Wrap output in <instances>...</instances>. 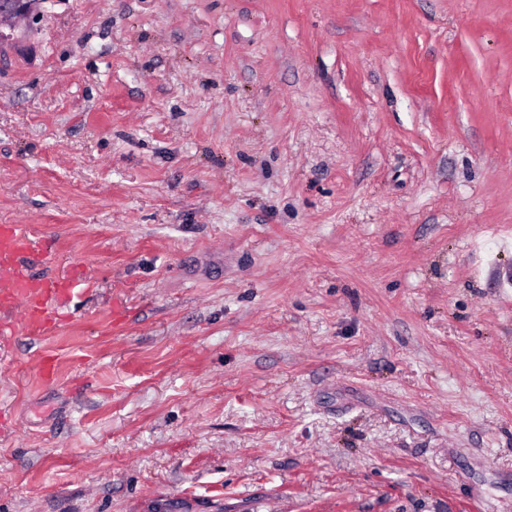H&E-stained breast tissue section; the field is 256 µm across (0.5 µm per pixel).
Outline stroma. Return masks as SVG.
I'll return each mask as SVG.
<instances>
[{
  "label": "stroma",
  "mask_w": 512,
  "mask_h": 512,
  "mask_svg": "<svg viewBox=\"0 0 512 512\" xmlns=\"http://www.w3.org/2000/svg\"><path fill=\"white\" fill-rule=\"evenodd\" d=\"M1 224L0 512H512V0H44ZM52 253L37 249L17 225L0 227V344L18 330L46 335L59 323L62 308L79 283L72 276L49 277L36 267Z\"/></svg>",
  "instance_id": "stroma-1"
}]
</instances>
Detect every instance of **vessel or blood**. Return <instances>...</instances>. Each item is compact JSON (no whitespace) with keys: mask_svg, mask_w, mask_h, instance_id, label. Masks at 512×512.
<instances>
[{"mask_svg":"<svg viewBox=\"0 0 512 512\" xmlns=\"http://www.w3.org/2000/svg\"><path fill=\"white\" fill-rule=\"evenodd\" d=\"M50 258V251L36 248L17 225L0 226V344L20 330L48 334L59 323L79 283L71 276L38 272Z\"/></svg>","mask_w":512,"mask_h":512,"instance_id":"b4317fda","label":"vessel or blood"}]
</instances>
